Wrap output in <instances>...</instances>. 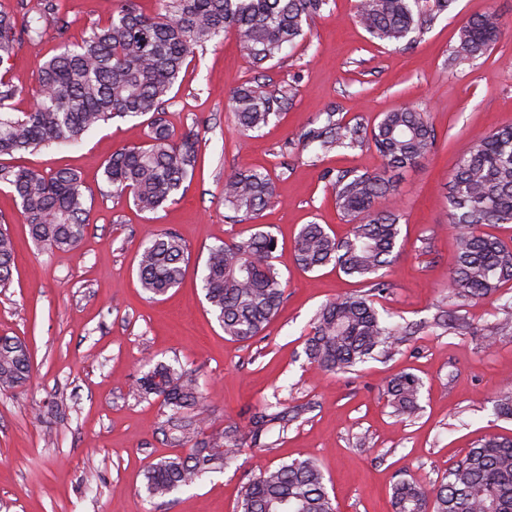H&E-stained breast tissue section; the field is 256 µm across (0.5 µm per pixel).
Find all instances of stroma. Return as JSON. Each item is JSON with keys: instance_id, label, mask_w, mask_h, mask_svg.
Instances as JSON below:
<instances>
[{"instance_id": "1", "label": "stroma", "mask_w": 512, "mask_h": 512, "mask_svg": "<svg viewBox=\"0 0 512 512\" xmlns=\"http://www.w3.org/2000/svg\"><path fill=\"white\" fill-rule=\"evenodd\" d=\"M116 0H62L66 39L47 25L41 41L22 40L5 78L22 87L12 108L27 111L43 61L62 43L77 44L108 19ZM496 9L507 28L473 63L449 68L460 27ZM295 96L255 138L236 132L226 102L242 85ZM405 105L430 112L436 148L397 183L402 247L383 269L387 287L378 310L421 329L387 356L349 373L315 370L304 340L316 310L337 296L365 292L333 266L307 273L295 262L294 240L316 223L336 236L351 226L337 211L326 172L382 166L368 148L340 149L310 163L300 135L334 112L350 123H373ZM166 118L176 133L203 138L195 178L175 203L140 212L110 195L103 164L112 153L141 143L145 118L115 117L73 146H49L0 157V164L51 175L77 172L90 208L77 248L43 251L33 244L18 199L0 185V220L15 243L9 285L0 288V336L24 341L31 378L0 390V512H237L245 484L259 470L315 458L338 512H392L391 488L404 478L426 484L441 478L487 435L512 437V420L493 405L512 384V282L480 301L455 298L449 275L455 231L443 186L474 139L512 125V0H456L409 49L375 43L355 20V0H329L309 22L307 36L255 72L233 34L197 50L183 69ZM259 166L275 177L278 201L260 224L278 239L275 263L284 301L260 336L225 339L209 311L202 273L210 246L247 235L224 206V178ZM177 233L190 260L183 283L162 300L138 282L136 254L157 231ZM461 319L459 329L431 328L439 311ZM179 361L197 370L202 409L215 428L237 423L278 401L307 411L287 431L271 433L267 449H244L224 472L204 477L171 500H148L146 465L173 454L157 428V400L138 401L132 381L148 361ZM409 372L420 384L421 406L411 418L395 415L385 394L389 380Z\"/></svg>"}]
</instances>
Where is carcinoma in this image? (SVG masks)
Listing matches in <instances>:
<instances>
[{"label":"carcinoma","mask_w":512,"mask_h":512,"mask_svg":"<svg viewBox=\"0 0 512 512\" xmlns=\"http://www.w3.org/2000/svg\"><path fill=\"white\" fill-rule=\"evenodd\" d=\"M154 16L140 13L134 0H118L112 17L96 26L88 39L63 50L41 66L32 105L11 111L23 89L0 77V156L79 142L82 135L115 116H149L145 141L124 147L107 160L103 175L112 195L128 197L143 212H155L176 201L192 180L199 161L200 134L180 136L164 111L168 95L189 57L216 37L233 31L253 66H263L283 49L304 38V24L321 12L327 0H159ZM454 0H357L356 18L374 40L411 47ZM54 21L59 36L68 22L60 17V0L24 4L22 16L0 13V66L21 39L42 37L43 24ZM505 29L491 9L459 29V41L448 56L456 67L485 55ZM293 97L292 89L266 91L262 86L234 90L227 103L237 131L262 130ZM310 162L335 148L367 146L382 159L374 173L339 171L324 175L343 217L353 224L336 238L320 224H307L297 235V265L314 272L330 263L345 275L382 291L380 271L396 257L401 214L395 204L393 173L415 166L437 144L430 114L400 107L372 125L351 124L328 113L327 122L302 135ZM0 182L19 199L33 243L45 251L71 250L82 240L89 213L80 176L64 169L50 177L25 169L0 167ZM276 199V185L265 168L242 167L224 178V207L234 222L254 221ZM448 212L457 231V261L451 275L453 295L482 300L512 281V245L480 231L485 225L512 224V126L479 136L462 155L448 180ZM278 241L255 227L249 236L208 248L202 278L205 297L233 341L261 335L284 300L281 275L274 264ZM188 262V248L177 234L154 235L139 251L137 274L152 297L178 287ZM14 243L0 226V288L11 280ZM414 326L382 319L368 294L340 297L315 312L305 339L309 362L323 373H347L376 351L387 352ZM31 371L24 341L0 336V387L13 389ZM420 382L411 373L391 378L386 395L394 412L408 418L420 410ZM130 393L140 400L161 399L164 439L185 452L162 457L145 472L149 499H164L202 477L222 473L244 450L235 424L217 433L199 405L197 373L180 363L157 361L136 378ZM302 406L268 404L250 419L253 446L273 428L288 429ZM497 416L512 419V389L494 405ZM393 512H512V438L489 435L468 449L439 480L423 485L407 479L393 487ZM238 512H337L325 477L313 458L267 468L244 486Z\"/></svg>","instance_id":"1"}]
</instances>
